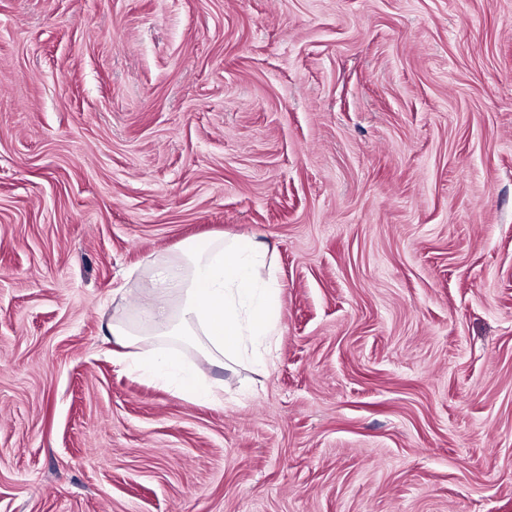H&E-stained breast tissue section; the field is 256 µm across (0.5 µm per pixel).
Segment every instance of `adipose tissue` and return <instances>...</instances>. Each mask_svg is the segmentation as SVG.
I'll return each instance as SVG.
<instances>
[{
	"instance_id": "ef3b65f1",
	"label": "adipose tissue",
	"mask_w": 512,
	"mask_h": 512,
	"mask_svg": "<svg viewBox=\"0 0 512 512\" xmlns=\"http://www.w3.org/2000/svg\"><path fill=\"white\" fill-rule=\"evenodd\" d=\"M273 256L268 243L252 237L187 241L180 261L155 264L154 294L142 308L139 326L117 319L109 332L128 345L142 336L189 342L213 366L244 355L264 363L282 292ZM122 361L183 397L204 403L221 399V385L169 354L129 353Z\"/></svg>"
}]
</instances>
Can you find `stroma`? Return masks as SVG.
Instances as JSON below:
<instances>
[{
	"label": "stroma",
	"instance_id": "obj_1",
	"mask_svg": "<svg viewBox=\"0 0 512 512\" xmlns=\"http://www.w3.org/2000/svg\"><path fill=\"white\" fill-rule=\"evenodd\" d=\"M220 235L206 405L106 326ZM0 512H512V0H0ZM273 256L254 237L189 240L180 261L154 263V294L139 326L116 318L109 333L127 345L139 336L193 343L212 366L244 355L264 364L282 292Z\"/></svg>",
	"mask_w": 512,
	"mask_h": 512
}]
</instances>
